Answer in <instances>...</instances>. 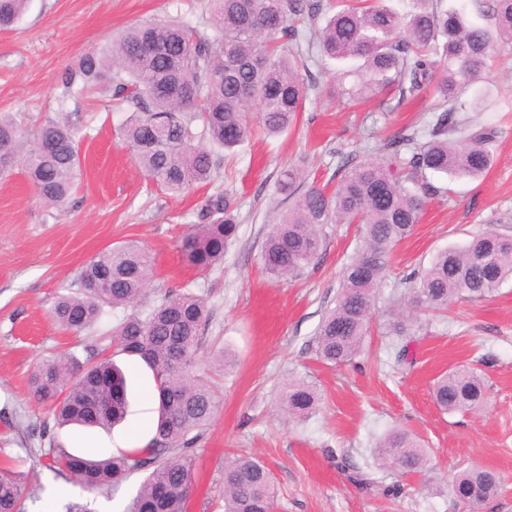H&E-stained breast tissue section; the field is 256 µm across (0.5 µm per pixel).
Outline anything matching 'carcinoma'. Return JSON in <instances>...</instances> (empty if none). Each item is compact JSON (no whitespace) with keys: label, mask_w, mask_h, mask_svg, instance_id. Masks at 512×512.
<instances>
[{"label":"carcinoma","mask_w":512,"mask_h":512,"mask_svg":"<svg viewBox=\"0 0 512 512\" xmlns=\"http://www.w3.org/2000/svg\"><path fill=\"white\" fill-rule=\"evenodd\" d=\"M28 2L0 0V28L13 26ZM411 2L412 10L400 14L380 0H209V25L217 36L186 23H141L106 49L86 54L63 76L69 87L96 88L127 107L123 140L144 174L173 193L212 181L216 161L199 145L201 138L231 151L256 126L269 134L291 128L315 88L300 72L315 49L329 60L355 62L341 73L351 85L339 91L352 105L390 89L396 93L386 102L391 112L393 101L432 90L439 114L426 142L411 133L387 139L384 158L341 155L331 193L308 184L300 167L280 174L278 191L291 206L261 252L269 275L294 278L314 264L328 225H363V248L344 268L336 305L314 340L317 358L336 367L362 350L390 248L419 222L423 199L448 194L434 178H480L492 164L489 145L499 134L492 124L472 125L466 113L485 109L489 93L476 84L493 55L512 46V0H472L471 11L443 10L441 0ZM321 17L325 25L317 29ZM471 88V99H462ZM19 161L42 202L64 205L80 171L75 129L50 122L30 138L0 113V173ZM201 213L208 223L191 225L181 250L195 269L208 272L224 263L239 224L233 202L221 193L209 196ZM153 277L146 247L104 250L83 268L79 292L55 297L51 317L62 330L82 333L105 308L135 303ZM509 278L512 235L490 227L462 249L438 252L412 278L407 318L443 312L455 299L487 298ZM206 317L202 298L169 291L147 313H133L94 339L92 347L108 342L151 369L159 400L156 429L145 445L104 458L53 448L59 472L89 493L116 491L127 476L145 472L125 512H187L193 485L188 449L217 409L210 385L195 373ZM30 390L53 404L60 425L109 429L127 413L126 377L109 358L92 364L46 359L34 370ZM433 397L444 411L478 412L487 405V385L462 365L437 379ZM318 403L313 386L303 381L288 384L282 398L293 418L315 413ZM378 460L403 475L429 464L420 442L400 428L379 441ZM21 480L20 472L0 468V512H22ZM498 488L494 472L474 466L448 483V494L467 512H482ZM276 499L274 480L261 462L239 456L224 469V512H274Z\"/></svg>","instance_id":"cac0c4a2"}]
</instances>
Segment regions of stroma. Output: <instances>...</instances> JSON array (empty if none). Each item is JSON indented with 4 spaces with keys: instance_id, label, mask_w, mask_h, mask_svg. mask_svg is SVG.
<instances>
[{
    "instance_id": "1",
    "label": "stroma",
    "mask_w": 512,
    "mask_h": 512,
    "mask_svg": "<svg viewBox=\"0 0 512 512\" xmlns=\"http://www.w3.org/2000/svg\"><path fill=\"white\" fill-rule=\"evenodd\" d=\"M208 13V0H30L12 28L0 29V113L31 132L50 122L77 127L81 162L76 188L60 208L42 204L22 170L0 179V461L13 460L25 474L24 512H60L69 500L91 512H125L145 478L133 474L114 493L80 491L52 468L37 435L46 429V439L90 457L143 445L157 404L142 360L112 356L127 376L129 413L108 432L55 426L29 387L42 358L86 359L87 334L61 331L51 307L57 294L76 291L87 261L131 241L150 250L154 279L132 309L107 310L100 328H112L129 311L147 312L170 289L206 304L199 373L217 409L191 450L188 512H224V468L238 454L271 471L276 512H465L448 482L474 464L502 478L483 512H512V279L486 299L453 301L445 317L421 314L422 333L397 327L406 279L438 251L464 247L491 225L512 234V49L491 59L483 83L495 96L473 115L500 130L493 165L479 179L450 182L447 197L427 201L412 234L388 255L362 352L334 368L316 361L314 337L336 304L343 267L362 247L361 230L329 225L325 251L297 278L264 273L262 247L288 209L276 190L280 172L300 163L309 178L326 184L340 155L376 154L392 136L424 131L437 101L423 95L389 113L377 95L347 109L334 94L343 63L312 57L308 66L318 88L287 133L254 131L235 152L224 153L210 185L172 194L150 183L122 144L126 112L80 86L64 88L61 77L130 26L180 20L203 29ZM216 193L236 200L240 227L223 266L205 274L187 262L181 240L201 223V205ZM402 348L409 355L400 361ZM225 350L236 359L229 371L213 363ZM459 365L486 380L489 405L482 415L446 413L433 401L436 379ZM292 379L312 383L319 393L317 412L304 421L278 408ZM395 426L423 440L431 460L426 475L404 477L378 466L374 444ZM356 471L367 483L351 480Z\"/></svg>"
}]
</instances>
